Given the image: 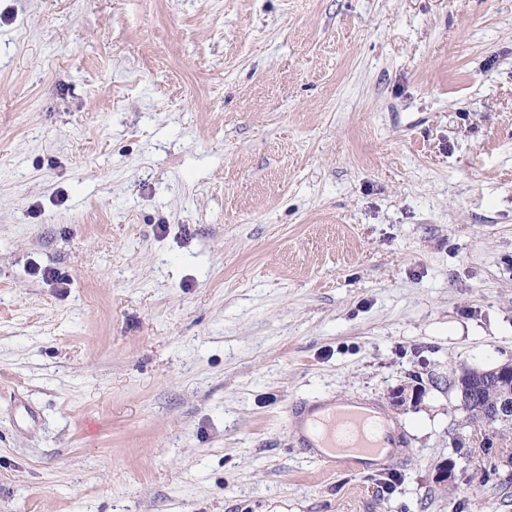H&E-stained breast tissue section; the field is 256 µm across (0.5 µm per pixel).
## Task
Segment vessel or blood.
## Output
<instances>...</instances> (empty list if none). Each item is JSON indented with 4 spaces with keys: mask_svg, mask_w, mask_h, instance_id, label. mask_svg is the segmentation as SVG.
<instances>
[{
    "mask_svg": "<svg viewBox=\"0 0 512 512\" xmlns=\"http://www.w3.org/2000/svg\"><path fill=\"white\" fill-rule=\"evenodd\" d=\"M288 425L311 458L356 474L384 470L405 445L400 427L381 407L358 396L300 403Z\"/></svg>",
    "mask_w": 512,
    "mask_h": 512,
    "instance_id": "1",
    "label": "vessel or blood"
}]
</instances>
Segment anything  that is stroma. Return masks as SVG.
Instances as JSON below:
<instances>
[{
  "label": "stroma",
  "instance_id": "stroma-1",
  "mask_svg": "<svg viewBox=\"0 0 512 512\" xmlns=\"http://www.w3.org/2000/svg\"><path fill=\"white\" fill-rule=\"evenodd\" d=\"M510 359L512 0H0V512H512ZM497 377L501 398L497 407V418L493 413L496 402V390L492 383L493 374L478 376L477 372H466L459 380L454 379L452 387L456 390L462 406L469 412L474 426L492 427L497 424L512 425V362L504 363L493 371ZM506 419V420H503ZM493 426V427H494ZM288 425L311 458L355 474L384 470L405 446L401 428L378 404L359 396L300 403Z\"/></svg>",
  "mask_w": 512,
  "mask_h": 512
}]
</instances>
